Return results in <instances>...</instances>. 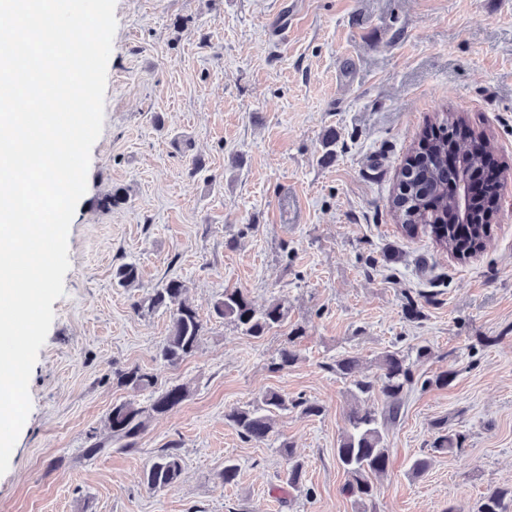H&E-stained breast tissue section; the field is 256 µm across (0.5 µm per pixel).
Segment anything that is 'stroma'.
Listing matches in <instances>:
<instances>
[{"instance_id": "35a3bbf8", "label": "stroma", "mask_w": 512, "mask_h": 512, "mask_svg": "<svg viewBox=\"0 0 512 512\" xmlns=\"http://www.w3.org/2000/svg\"><path fill=\"white\" fill-rule=\"evenodd\" d=\"M115 17L65 294L0 475V512H477L488 489L512 488V180L486 250L466 260L429 230L402 234L389 204L443 111L464 113L512 171V0H116ZM116 188L126 203L102 209ZM123 263L137 265L136 287L116 284ZM173 277L205 330L170 366L157 356L169 310L132 305ZM227 288L258 308L285 302L287 320L242 335L211 315ZM411 299L419 318L405 314ZM290 343L298 361L275 369ZM420 346L427 356H414ZM393 349L409 353L415 387L361 509L335 456L351 382L328 366L354 355L374 377ZM131 366L190 394L135 448L86 457L88 434L108 438L113 404L149 397L113 385V369ZM268 390L322 412H280L266 441H246L224 412ZM443 423L459 451L435 449ZM286 442L304 465L293 489ZM171 446L178 485L148 488L144 469ZM228 458L239 475L225 485ZM419 458L430 465L415 476Z\"/></svg>"}]
</instances>
